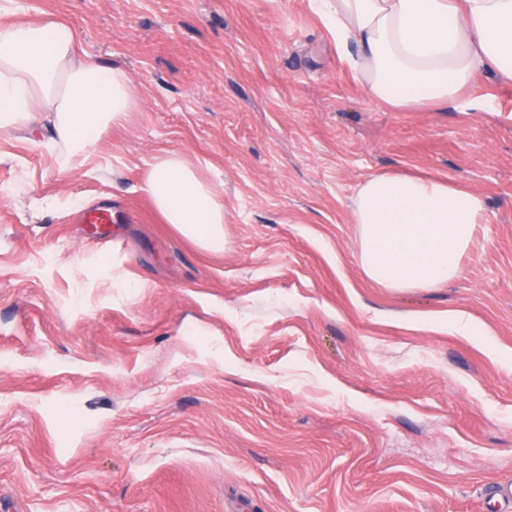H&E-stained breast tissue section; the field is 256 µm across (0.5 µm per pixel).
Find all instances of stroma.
I'll list each match as a JSON object with an SVG mask.
<instances>
[{
    "label": "stroma",
    "instance_id": "obj_1",
    "mask_svg": "<svg viewBox=\"0 0 512 512\" xmlns=\"http://www.w3.org/2000/svg\"><path fill=\"white\" fill-rule=\"evenodd\" d=\"M48 17L139 106L92 176L48 122L0 136V512H512V89L376 105L311 0H16ZM167 151L218 183L223 253L143 191ZM378 173L483 195L448 284L363 276Z\"/></svg>",
    "mask_w": 512,
    "mask_h": 512
}]
</instances>
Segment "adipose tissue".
I'll return each instance as SVG.
<instances>
[{
	"instance_id": "obj_1",
	"label": "adipose tissue",
	"mask_w": 512,
	"mask_h": 512,
	"mask_svg": "<svg viewBox=\"0 0 512 512\" xmlns=\"http://www.w3.org/2000/svg\"><path fill=\"white\" fill-rule=\"evenodd\" d=\"M336 46H356L355 75L369 98L461 107L477 76L512 84V0H313ZM137 104L124 70L82 61L68 27L51 19L0 25V134L46 116L50 151L87 162L104 129ZM142 188L166 223L205 251L225 244L224 201L181 154L145 170ZM485 217L483 197L439 178L376 174L360 184L358 265L386 288L448 283Z\"/></svg>"
}]
</instances>
